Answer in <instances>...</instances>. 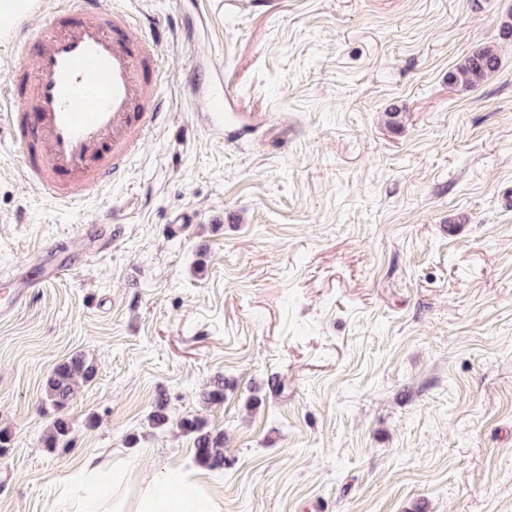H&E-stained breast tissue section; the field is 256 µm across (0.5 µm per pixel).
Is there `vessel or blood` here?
Segmentation results:
<instances>
[{
	"instance_id": "b4317fda",
	"label": "vessel or blood",
	"mask_w": 512,
	"mask_h": 512,
	"mask_svg": "<svg viewBox=\"0 0 512 512\" xmlns=\"http://www.w3.org/2000/svg\"><path fill=\"white\" fill-rule=\"evenodd\" d=\"M131 26L127 12L102 8L99 0H68L36 34L10 35L16 56L30 66H10V80L0 86V121L22 149L29 183L57 206H78L111 184L171 121L158 42L133 35ZM193 91L204 105V125L223 139L228 89L215 76ZM58 248L45 247L39 280L24 277L0 293V319L26 304L37 282L63 276Z\"/></svg>"
}]
</instances>
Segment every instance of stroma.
I'll use <instances>...</instances> for the list:
<instances>
[{
    "mask_svg": "<svg viewBox=\"0 0 512 512\" xmlns=\"http://www.w3.org/2000/svg\"><path fill=\"white\" fill-rule=\"evenodd\" d=\"M103 3L159 38L172 121L72 209L0 129V289L52 239L112 241L0 321V512H51L97 455L223 512H512V0ZM487 45L500 69L451 85ZM217 63L264 121L241 142L192 100ZM76 354L97 373L51 453L46 379ZM180 430L193 438L198 461L210 468L224 465V442L220 435H214L207 424L197 416L184 417L179 423Z\"/></svg>",
    "mask_w": 512,
    "mask_h": 512,
    "instance_id": "stroma-1",
    "label": "stroma"
}]
</instances>
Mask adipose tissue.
Masks as SVG:
<instances>
[{"mask_svg":"<svg viewBox=\"0 0 512 512\" xmlns=\"http://www.w3.org/2000/svg\"><path fill=\"white\" fill-rule=\"evenodd\" d=\"M83 478L65 491L61 512H223L222 505L178 470L164 472L135 495L122 490L125 468L87 457Z\"/></svg>","mask_w":512,"mask_h":512,"instance_id":"1","label":"adipose tissue"}]
</instances>
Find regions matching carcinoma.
I'll use <instances>...</instances> for the list:
<instances>
[{
	"label": "carcinoma",
	"mask_w": 512,
	"mask_h": 512,
	"mask_svg": "<svg viewBox=\"0 0 512 512\" xmlns=\"http://www.w3.org/2000/svg\"><path fill=\"white\" fill-rule=\"evenodd\" d=\"M501 58L493 45L484 46L462 60L448 73V79L465 89L480 85L486 78L498 71ZM96 369L81 356H75L57 365L46 381V401L54 411L43 445L49 452L66 448L70 433V421L66 409L74 393L95 377ZM180 430L193 438L198 461L210 468L224 465V442L219 435L207 429L205 421L197 416L184 417L179 423Z\"/></svg>",
	"instance_id": "obj_1"
}]
</instances>
